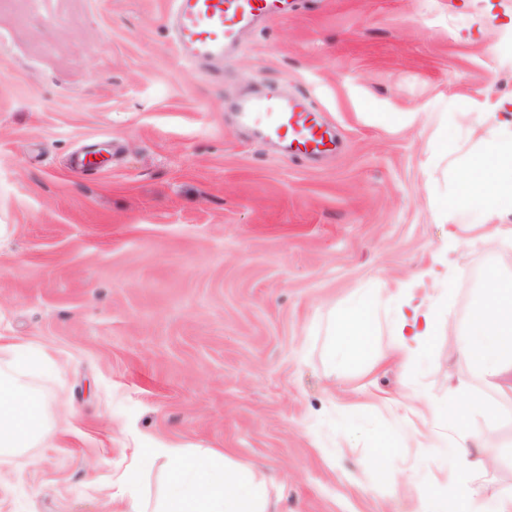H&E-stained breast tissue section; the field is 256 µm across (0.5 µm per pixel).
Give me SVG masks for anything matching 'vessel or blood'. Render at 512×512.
<instances>
[{"label":"vessel or blood","instance_id":"1","mask_svg":"<svg viewBox=\"0 0 512 512\" xmlns=\"http://www.w3.org/2000/svg\"><path fill=\"white\" fill-rule=\"evenodd\" d=\"M293 0H170L172 46L188 62L218 64L237 52L245 33L285 18ZM237 111L260 125L262 137L283 145L289 156L317 159L341 152L342 137L310 98L265 85L242 96Z\"/></svg>","mask_w":512,"mask_h":512}]
</instances>
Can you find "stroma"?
<instances>
[{"instance_id":"35a3bbf8","label":"stroma","mask_w":512,"mask_h":512,"mask_svg":"<svg viewBox=\"0 0 512 512\" xmlns=\"http://www.w3.org/2000/svg\"><path fill=\"white\" fill-rule=\"evenodd\" d=\"M165 12L0 0V344L39 346L28 381L60 427L35 466L0 457V512H114L138 448L156 451L152 512L171 447L251 467L267 512H411L448 485L493 512L512 493V388L472 386L484 472L387 399L447 406L449 375L471 374L448 334L490 269L512 274V248L443 208L486 114L512 121V0H296L212 76L177 57ZM260 83L307 93L344 150L291 160L239 124L230 101ZM88 149L101 164L73 171ZM407 281L444 292L419 360L386 358L384 306L366 357L341 358L334 316Z\"/></svg>"}]
</instances>
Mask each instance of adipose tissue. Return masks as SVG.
Masks as SVG:
<instances>
[{"label":"adipose tissue","mask_w":512,"mask_h":512,"mask_svg":"<svg viewBox=\"0 0 512 512\" xmlns=\"http://www.w3.org/2000/svg\"><path fill=\"white\" fill-rule=\"evenodd\" d=\"M488 146L481 156L469 161L454 197L453 216L489 224L486 240L491 245L512 243V225L496 218L512 212V123H497L488 131ZM395 316L389 353L412 363L421 354L423 340L433 331L434 293L417 295L405 286L390 295ZM370 305L359 297L349 303L334 330L344 345L346 358H354L365 347ZM450 348L467 361L477 378L496 381L512 379V277L491 273L485 298L474 306L459 332L448 337ZM11 358L10 371L0 370V456L13 458L16 469L30 467L34 459L28 448L50 440L56 425L47 416L44 397L19 380L29 373L38 351L24 341L0 347ZM474 406L469 398L450 404L440 417L454 434L462 467L486 466L495 459L475 432L463 425ZM168 459V481L157 512H266V507L248 467L228 471L224 457L210 448L188 454L180 448L164 451ZM149 450L136 453L128 470L114 483L113 501L121 512H143L138 494L140 473L150 467Z\"/></svg>","instance_id":"ef3b65f1"}]
</instances>
